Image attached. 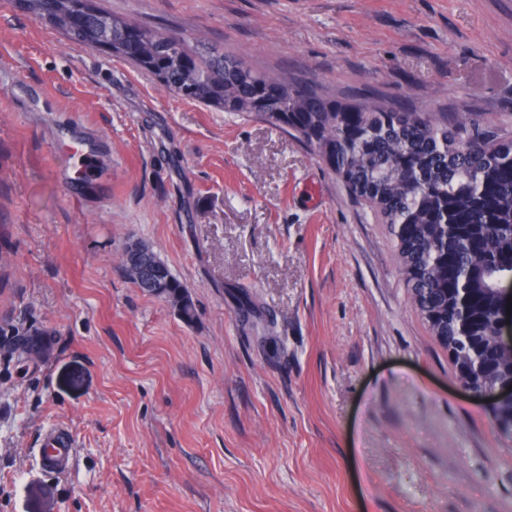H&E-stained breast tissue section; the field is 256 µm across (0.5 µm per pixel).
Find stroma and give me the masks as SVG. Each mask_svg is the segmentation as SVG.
I'll return each instance as SVG.
<instances>
[{
    "instance_id": "obj_1",
    "label": "stroma",
    "mask_w": 512,
    "mask_h": 512,
    "mask_svg": "<svg viewBox=\"0 0 512 512\" xmlns=\"http://www.w3.org/2000/svg\"><path fill=\"white\" fill-rule=\"evenodd\" d=\"M98 2L341 103L512 138V0ZM133 242L192 323L127 277ZM0 256V512H512V440L457 389L388 225L288 133L19 0H0ZM56 424L78 441L64 473L38 456ZM139 246L143 255L156 264L157 273L148 277L140 264L125 263V273L128 278L144 291L167 300L178 312L185 322H192L196 316V310L191 297L184 290L181 282L171 273L169 268L155 255L152 249L145 244ZM143 255L135 248L125 252L128 262H140ZM151 281V284H149Z\"/></svg>"
}]
</instances>
